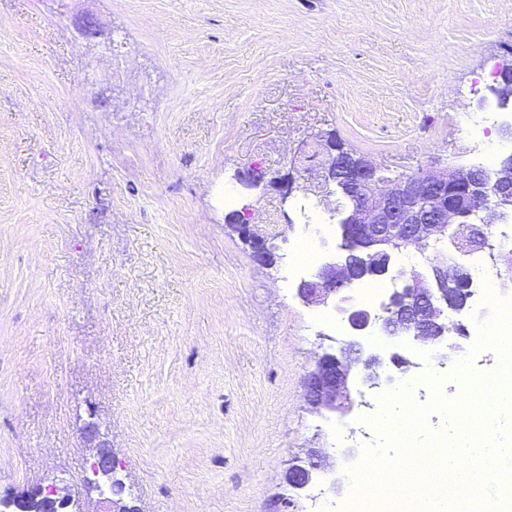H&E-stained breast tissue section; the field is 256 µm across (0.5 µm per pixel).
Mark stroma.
I'll list each match as a JSON object with an SVG mask.
<instances>
[{
  "label": "stroma",
  "mask_w": 512,
  "mask_h": 512,
  "mask_svg": "<svg viewBox=\"0 0 512 512\" xmlns=\"http://www.w3.org/2000/svg\"><path fill=\"white\" fill-rule=\"evenodd\" d=\"M510 63L512 0H0V490H80L102 441L140 512H300L343 335L297 296L298 208L235 176L333 216L328 136L389 177L480 165ZM258 171H260V169H256L252 173H249L247 176L244 177L237 174L235 176V179L238 180L240 184L247 189L258 188L260 186H267L268 183L270 184V186H277L280 189L282 197L285 201L291 196V194L293 193V189H296V187L294 186V181L291 177L283 178L280 180L270 179L269 181H267L266 173L263 172V174L258 175ZM244 217L246 219L247 224H231L238 232L246 239L249 244V247L252 251V255L260 263L271 264L272 252L271 249L267 246L266 241L254 235L249 227V216L251 215V209L249 207L244 208ZM329 471H336V455L324 448H309L303 458L288 467L285 480L293 489L302 490Z\"/></svg>",
  "instance_id": "35a3bbf8"
}]
</instances>
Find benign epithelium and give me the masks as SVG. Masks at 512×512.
<instances>
[{
  "label": "benign epithelium",
  "instance_id": "obj_1",
  "mask_svg": "<svg viewBox=\"0 0 512 512\" xmlns=\"http://www.w3.org/2000/svg\"><path fill=\"white\" fill-rule=\"evenodd\" d=\"M329 160L325 186L345 200L339 210L337 251L325 260L311 280L302 281L297 296L308 306H331L347 325L351 339L342 341L333 353H324L306 378L308 403L322 409L347 412L354 405L352 378L354 368L362 364L371 381L378 380L381 364L377 353L363 354L359 339L381 333L387 338L405 337L438 350L440 356L453 358L458 346L450 342L462 334L458 323L448 322V309L459 313L473 295L471 288L448 292V279L462 276L464 266L449 265L443 258L431 264L430 275L403 268L393 278L404 283L390 301L400 300L396 312L387 318L354 301L350 289L368 275L389 273L392 258L404 249H419L430 243L456 248L457 237L464 234L479 248L489 243L491 227L512 215V170L506 168L495 177L475 167L449 164L441 170L425 169L399 178L379 176L380 168L336 148V139L326 140ZM235 179L247 189L270 184L288 199L295 189L292 178L268 180L266 174L252 172ZM234 228L246 239L252 255L260 263L271 262L266 241L254 235L249 225ZM336 471V456L323 448H310L292 463L285 474L288 485L302 490L316 478ZM118 478L112 455L99 450L93 463V478L88 488L97 492L106 505L103 512H130L131 507L112 499ZM71 507L85 512L78 500L55 497L52 488L33 486L20 494H0V512H61Z\"/></svg>",
  "mask_w": 512,
  "mask_h": 512
}]
</instances>
